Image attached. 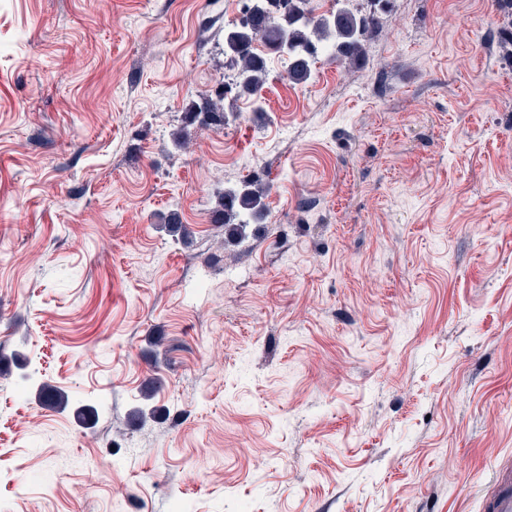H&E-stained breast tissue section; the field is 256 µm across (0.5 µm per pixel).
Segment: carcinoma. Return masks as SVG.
Returning <instances> with one entry per match:
<instances>
[{"label": "carcinoma", "mask_w": 512, "mask_h": 512, "mask_svg": "<svg viewBox=\"0 0 512 512\" xmlns=\"http://www.w3.org/2000/svg\"><path fill=\"white\" fill-rule=\"evenodd\" d=\"M336 2L340 3L336 10L317 15L309 7L310 0H251L244 19L224 26V56L234 72L232 82H220L216 88L200 93L198 100L189 102L184 126L172 133L174 144L187 147V127L197 123L224 127V102L230 96L248 98L253 112H266L262 90L268 79V66L267 58L256 52L258 42L267 53L288 61V79L296 84L311 77V65L324 45L331 47L333 56L340 60L358 58L363 53L365 34L375 19L348 7L350 0ZM269 191L268 184L254 177L219 195L211 211V223L224 228L222 244L239 240L252 222L265 223Z\"/></svg>", "instance_id": "cac0c4a2"}]
</instances>
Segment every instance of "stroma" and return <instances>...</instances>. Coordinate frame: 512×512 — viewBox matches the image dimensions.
<instances>
[{
    "label": "stroma",
    "instance_id": "35a3bbf8",
    "mask_svg": "<svg viewBox=\"0 0 512 512\" xmlns=\"http://www.w3.org/2000/svg\"><path fill=\"white\" fill-rule=\"evenodd\" d=\"M233 9L0 0V512H486L512 0H388L356 64L270 56L266 117L226 100L177 148ZM255 172L268 221L218 247Z\"/></svg>",
    "mask_w": 512,
    "mask_h": 512
}]
</instances>
